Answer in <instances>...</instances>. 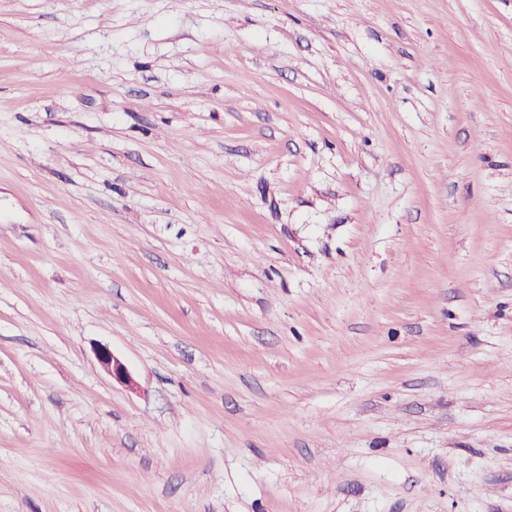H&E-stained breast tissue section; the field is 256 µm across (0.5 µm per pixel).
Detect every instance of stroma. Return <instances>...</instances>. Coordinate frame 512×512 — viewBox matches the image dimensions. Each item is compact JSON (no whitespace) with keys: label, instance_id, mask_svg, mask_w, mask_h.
Returning a JSON list of instances; mask_svg holds the SVG:
<instances>
[{"label":"stroma","instance_id":"obj_1","mask_svg":"<svg viewBox=\"0 0 512 512\" xmlns=\"http://www.w3.org/2000/svg\"><path fill=\"white\" fill-rule=\"evenodd\" d=\"M0 512H512V0H0Z\"/></svg>","mask_w":512,"mask_h":512}]
</instances>
